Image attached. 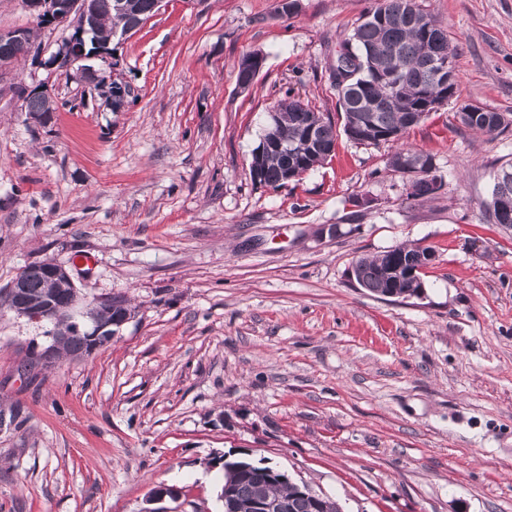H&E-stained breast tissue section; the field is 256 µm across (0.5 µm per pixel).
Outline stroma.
Instances as JSON below:
<instances>
[{"instance_id": "obj_1", "label": "stroma", "mask_w": 512, "mask_h": 512, "mask_svg": "<svg viewBox=\"0 0 512 512\" xmlns=\"http://www.w3.org/2000/svg\"><path fill=\"white\" fill-rule=\"evenodd\" d=\"M419 2L457 83L405 136L444 177L424 203L388 169L393 145L343 135L299 182L250 172L285 95L343 125L336 52L373 0H301L289 18L278 0H164L115 47L131 88L117 112L63 71L0 72V289L51 259L85 297L133 307L110 343L49 369L47 325L0 309V512H142L163 483L184 491L171 512H224L219 458L274 466L343 512H512V228L482 209L512 126L453 117L463 102L512 114V0ZM14 28L48 54L70 35L0 0ZM40 83L45 124L16 93ZM402 244L433 251L421 295L352 279ZM41 85V84H40ZM41 91L46 94H36L34 91L26 94L23 87H17V94L23 99V107L27 115L34 121L45 124L51 119L52 112H55V102L48 92L46 86L41 85Z\"/></svg>"}]
</instances>
